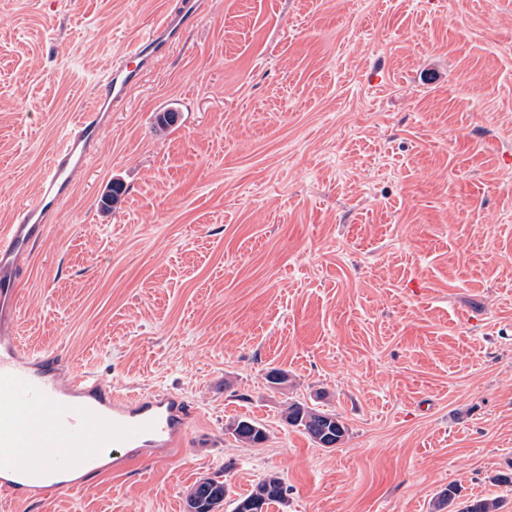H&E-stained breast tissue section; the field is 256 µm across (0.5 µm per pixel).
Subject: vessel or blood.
Masks as SVG:
<instances>
[{
	"mask_svg": "<svg viewBox=\"0 0 512 512\" xmlns=\"http://www.w3.org/2000/svg\"><path fill=\"white\" fill-rule=\"evenodd\" d=\"M158 45L150 32L110 68L98 86L96 103L125 99ZM99 114H84L61 136L34 200L18 204L0 232V261L13 271L0 275V300L15 299L21 261L42 238L45 216L67 196L76 169L99 138ZM58 352L27 350L17 340L0 346V497L23 500L26 490L45 484L71 488L72 475L100 472L111 458L113 473L150 463L155 449L180 446L195 413L192 403L169 389L120 394L101 377L74 369L60 382Z\"/></svg>",
	"mask_w": 512,
	"mask_h": 512,
	"instance_id": "vessel-or-blood-1",
	"label": "vessel or blood"
}]
</instances>
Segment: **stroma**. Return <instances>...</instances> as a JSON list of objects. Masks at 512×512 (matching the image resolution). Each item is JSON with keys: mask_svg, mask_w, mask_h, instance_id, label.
<instances>
[{"mask_svg": "<svg viewBox=\"0 0 512 512\" xmlns=\"http://www.w3.org/2000/svg\"><path fill=\"white\" fill-rule=\"evenodd\" d=\"M178 2L0 0V229ZM100 124L0 324L197 413L178 455L0 512H185L221 471L217 512L271 472L270 512H512V0H199ZM318 391L333 448L281 416ZM227 430L236 442L249 447H257L268 439L266 428L251 418H237L231 422Z\"/></svg>", "mask_w": 512, "mask_h": 512, "instance_id": "35a3bbf8", "label": "stroma"}]
</instances>
